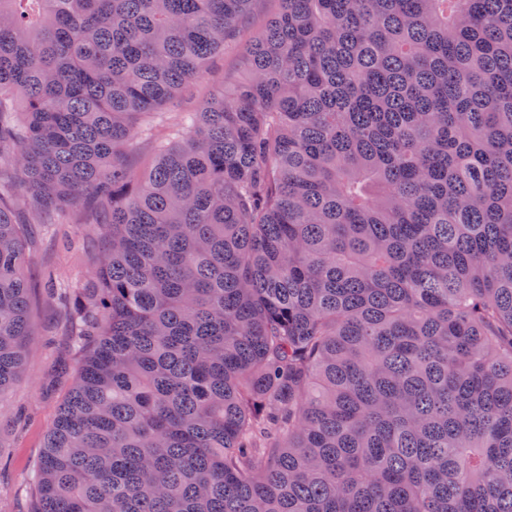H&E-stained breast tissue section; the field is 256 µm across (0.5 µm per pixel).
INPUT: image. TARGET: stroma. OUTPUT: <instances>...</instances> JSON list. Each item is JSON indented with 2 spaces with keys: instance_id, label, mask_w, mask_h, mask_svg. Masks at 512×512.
<instances>
[{
  "instance_id": "stroma-1",
  "label": "stroma",
  "mask_w": 512,
  "mask_h": 512,
  "mask_svg": "<svg viewBox=\"0 0 512 512\" xmlns=\"http://www.w3.org/2000/svg\"><path fill=\"white\" fill-rule=\"evenodd\" d=\"M279 7V0H257L238 38L212 59L191 95L164 107L159 124L177 123L182 113L198 111L216 89L240 82L245 76L242 44L256 36ZM57 213L56 206H43L25 230L29 314L35 336L18 380L0 401V512H34L36 498L27 474L42 454L44 434L80 364L72 348L69 309L51 294L48 280L85 283L104 249L103 227L88 212L74 211L67 221L59 220Z\"/></svg>"
}]
</instances>
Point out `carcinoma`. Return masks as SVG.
Masks as SVG:
<instances>
[{
	"instance_id": "carcinoma-1",
	"label": "carcinoma",
	"mask_w": 512,
	"mask_h": 512,
	"mask_svg": "<svg viewBox=\"0 0 512 512\" xmlns=\"http://www.w3.org/2000/svg\"><path fill=\"white\" fill-rule=\"evenodd\" d=\"M254 2L0 0V399L16 183L111 210L35 512H512V0H280L156 135ZM280 7L278 0H258L254 6L249 22L241 29L234 41L225 44L224 51L215 56L207 71L194 84L191 95L181 99L174 107L167 104L156 121L169 126L179 121L182 112H195L202 103L221 86L232 87L245 76L241 46L256 36L265 26L267 20Z\"/></svg>"
}]
</instances>
